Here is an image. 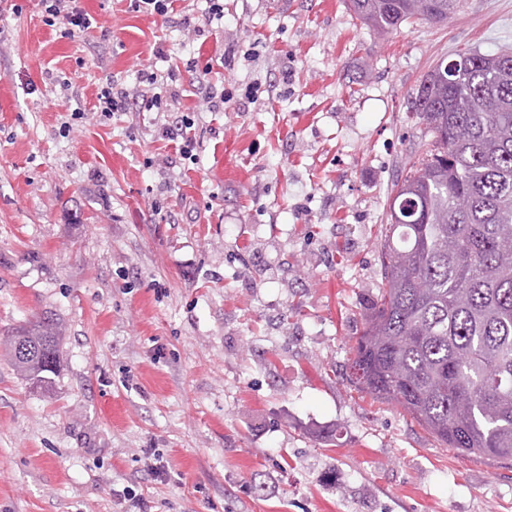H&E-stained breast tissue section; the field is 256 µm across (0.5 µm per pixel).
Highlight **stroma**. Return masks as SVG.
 <instances>
[{
    "label": "stroma",
    "mask_w": 512,
    "mask_h": 512,
    "mask_svg": "<svg viewBox=\"0 0 512 512\" xmlns=\"http://www.w3.org/2000/svg\"><path fill=\"white\" fill-rule=\"evenodd\" d=\"M8 2L0 340L41 312L62 339L42 389L0 348V512H512V461L459 455L346 376L387 197L426 141L418 85L512 50V0L390 34L348 0H224L193 36L82 0L71 38ZM148 65L177 69L178 101L100 116L105 77L137 95ZM183 115L190 157L161 131ZM185 69L188 73H191V76L198 83L199 89H204L203 101L206 104V108L208 112H220L221 106L222 111L224 109V103L228 102L232 97L228 95H224V89L218 95V92L215 91V85H211L210 82L205 80V76L209 73L208 68L197 69V65L195 61L188 60L186 62Z\"/></svg>",
    "instance_id": "1"
}]
</instances>
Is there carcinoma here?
Wrapping results in <instances>:
<instances>
[{
    "mask_svg": "<svg viewBox=\"0 0 512 512\" xmlns=\"http://www.w3.org/2000/svg\"><path fill=\"white\" fill-rule=\"evenodd\" d=\"M380 33L443 23L461 0H349ZM439 59L413 101L431 141L397 182L381 243L384 288L351 384L398 404L464 457L512 460V53ZM58 323L35 314L5 343L19 374L46 384ZM32 348L20 350L21 343Z\"/></svg>",
    "mask_w": 512,
    "mask_h": 512,
    "instance_id": "carcinoma-1",
    "label": "carcinoma"
}]
</instances>
